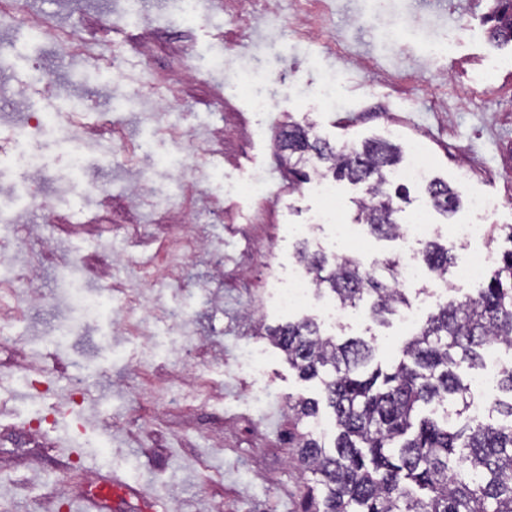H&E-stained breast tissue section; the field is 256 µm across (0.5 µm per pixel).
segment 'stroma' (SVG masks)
<instances>
[{"label":"stroma","instance_id":"1","mask_svg":"<svg viewBox=\"0 0 512 512\" xmlns=\"http://www.w3.org/2000/svg\"><path fill=\"white\" fill-rule=\"evenodd\" d=\"M300 0H275L270 13L253 0H211L206 13L179 16L178 0H139V16L118 21L125 0H27L26 8L71 28L97 50L86 66L64 52L13 39L1 58L10 87L35 69L53 81L51 95L28 90L13 104L15 120L50 111L58 121L37 140L59 185L71 178L72 152L89 172L112 166V202L98 205L67 194L63 207L82 229L63 235L70 256L136 255L179 263L178 279L146 282L115 265L116 293L97 319L46 345L45 332L80 312L64 301L59 268L43 261V217L28 214L6 231L39 262L40 304H19L18 335L0 340V373L47 358L60 380L42 398L22 386L0 394V503L8 512H85V496L101 476L117 475L139 496L98 512H301L312 481L298 461L289 400L319 393L286 357L257 336L259 324L289 319L274 298L276 278L295 266L294 246L336 253L334 227L303 235L322 206L307 187L289 193L277 137L287 123H310L333 144L383 139L400 147L420 140L431 174L463 197L499 201L488 227L512 231V45L489 41L492 0H323L316 32H295ZM114 56L120 70L105 63ZM338 77L342 111L325 107L327 75ZM257 98L284 100L283 111L257 112ZM109 112L105 140L82 141L68 130L71 112ZM211 154L200 173L222 211L193 204L191 233L202 241L185 258L166 252L178 228L166 197L178 194L197 151ZM148 175L151 192L133 206L130 191ZM267 198L250 195L256 175ZM432 275L406 286L421 316L439 299H464L475 284L434 295ZM338 338L373 339L375 361L389 367L405 335L396 322L379 325L366 311L322 324ZM87 393L79 415L59 417L39 447H29L27 422L36 409L55 411L71 391Z\"/></svg>","mask_w":512,"mask_h":512}]
</instances>
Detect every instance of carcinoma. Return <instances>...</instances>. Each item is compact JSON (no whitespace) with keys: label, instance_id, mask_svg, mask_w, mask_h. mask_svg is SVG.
<instances>
[{"label":"carcinoma","instance_id":"1","mask_svg":"<svg viewBox=\"0 0 512 512\" xmlns=\"http://www.w3.org/2000/svg\"><path fill=\"white\" fill-rule=\"evenodd\" d=\"M491 39L512 43V0H498L489 17ZM291 184L332 174L364 186L354 200L358 219L379 238L394 240L402 208L389 177L402 162L401 148L385 140L333 145L313 126L288 124L281 140ZM427 203L451 217L461 206L458 189L434 179ZM428 271L444 278L456 264L453 249L434 239L422 242ZM295 258L310 276L315 292L336 305H366L373 319L408 305L405 292L392 288L397 257L379 262L380 270L351 256L328 257L299 243ZM304 381L316 380L319 397L289 403L297 448L305 469L317 476L308 488L304 512H512V364L501 368L491 412L492 424L467 415L471 398L467 373L483 364L493 345L512 350V248L501 251L498 266L477 297L439 303L423 326L401 347L402 358L386 371L371 367L374 347L362 337L338 341L322 333L311 318L266 332ZM452 400L455 418H439L429 407ZM335 415L333 443L314 437L310 426L320 403Z\"/></svg>","mask_w":512,"mask_h":512}]
</instances>
